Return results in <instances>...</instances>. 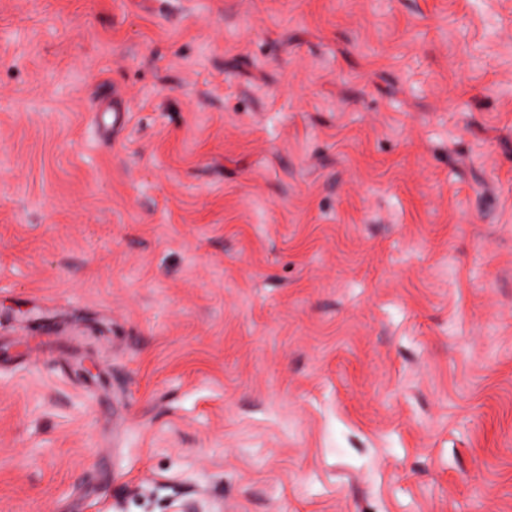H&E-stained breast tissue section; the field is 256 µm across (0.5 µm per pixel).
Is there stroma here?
I'll return each instance as SVG.
<instances>
[{
  "mask_svg": "<svg viewBox=\"0 0 512 512\" xmlns=\"http://www.w3.org/2000/svg\"><path fill=\"white\" fill-rule=\"evenodd\" d=\"M191 507L512 512V0H0V512Z\"/></svg>",
  "mask_w": 512,
  "mask_h": 512,
  "instance_id": "35a3bbf8",
  "label": "stroma"
}]
</instances>
